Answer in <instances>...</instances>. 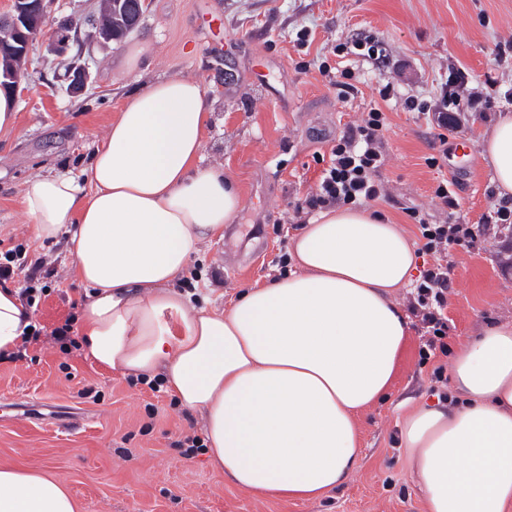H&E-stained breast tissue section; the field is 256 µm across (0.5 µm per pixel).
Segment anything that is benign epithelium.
<instances>
[{"label": "benign epithelium", "instance_id": "7a95c632", "mask_svg": "<svg viewBox=\"0 0 512 512\" xmlns=\"http://www.w3.org/2000/svg\"><path fill=\"white\" fill-rule=\"evenodd\" d=\"M125 3L126 25L134 26L140 20L147 0H116ZM45 0H11L10 13L0 18V80L19 89L25 78L24 63L28 60L31 36L26 29L32 22H42L45 17Z\"/></svg>", "mask_w": 512, "mask_h": 512}]
</instances>
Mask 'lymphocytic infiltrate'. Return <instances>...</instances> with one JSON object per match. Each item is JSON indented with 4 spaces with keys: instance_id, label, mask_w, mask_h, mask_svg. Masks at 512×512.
I'll return each mask as SVG.
<instances>
[{
    "instance_id": "obj_1",
    "label": "lymphocytic infiltrate",
    "mask_w": 512,
    "mask_h": 512,
    "mask_svg": "<svg viewBox=\"0 0 512 512\" xmlns=\"http://www.w3.org/2000/svg\"><path fill=\"white\" fill-rule=\"evenodd\" d=\"M466 85L464 74L459 73L449 79L447 90L435 104L411 96L406 98L404 105L408 110L429 116L437 128L435 141L444 145L449 133L457 130L461 114L473 111L480 103L479 97L466 93ZM386 120L385 112L373 108L360 121L346 125L331 149L316 191L296 203V212L309 214L340 204L357 206L385 198L386 193L377 176L385 164L382 130ZM434 194L448 210L447 223H431L426 214L415 207L407 211L422 240L421 254L432 259L431 264L421 271L408 304L410 313L418 319L426 335L419 349L420 361L424 364L436 353L448 351L445 310L451 267L440 262V255L458 247H472L485 235L488 225L512 223V198L501 199L482 216L480 223L469 224L461 216L459 201L449 184H439ZM18 275L23 276L25 282L19 291L22 303L38 308L42 297L48 293L49 280L56 276L55 268L41 254L32 255L18 247L0 251V283Z\"/></svg>"
}]
</instances>
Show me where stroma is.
I'll return each mask as SVG.
<instances>
[{
    "label": "stroma",
    "instance_id": "1",
    "mask_svg": "<svg viewBox=\"0 0 512 512\" xmlns=\"http://www.w3.org/2000/svg\"><path fill=\"white\" fill-rule=\"evenodd\" d=\"M101 0H48L44 31L33 44L26 78L14 93L16 135L0 139V241L43 254L58 282L42 299L35 321L65 318L85 289L69 271L64 241L38 243L22 204L37 178L80 172L125 98L148 81H198L212 103L203 165L220 166L236 186L241 209L221 239L205 241L190 263L200 271L198 304L221 311L236 294L280 276L290 255L297 199L315 189L347 123L368 112L378 88L396 100L383 132L380 172L388 201L375 202L410 237L418 232L407 208L435 224L448 210L434 191L451 181L461 214L479 221L497 197L479 141L496 116L512 113V0H148L138 26L120 41L102 42L88 27L80 44L60 55L51 37L70 18L98 10ZM377 43L381 63L346 53V42ZM151 46L135 72L123 52ZM87 65L90 79L68 91L66 62ZM476 92L494 82L490 109L466 113L448 138V159L430 166L435 130L403 109L408 96L435 102L456 69ZM352 70L357 94L342 96L338 71ZM512 230L492 226L480 250L454 251L448 295V352L484 327L512 323ZM410 334L387 396L359 417L362 455L357 470L315 500H283L241 490L207 453L185 456L180 440L204 433L201 413L153 395L147 385L94 364L83 351L61 352L47 336L20 361H0V466L36 468L63 480L78 512H425L399 443L398 426L411 411L437 406L431 365L419 362L423 330ZM90 396H83L84 388Z\"/></svg>",
    "mask_w": 512,
    "mask_h": 512
}]
</instances>
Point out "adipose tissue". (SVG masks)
<instances>
[{
  "label": "adipose tissue",
  "instance_id": "obj_1",
  "mask_svg": "<svg viewBox=\"0 0 512 512\" xmlns=\"http://www.w3.org/2000/svg\"><path fill=\"white\" fill-rule=\"evenodd\" d=\"M210 104L200 83L166 78L128 97L76 174L24 192L38 242L66 237L85 287L81 345L126 376L159 378L201 412L206 451L258 496L315 499L357 469V416L387 393L406 317L392 293L413 283L416 253L398 225L334 207L292 239L294 268L210 312L173 287L201 244L223 237L241 199L204 168ZM500 196H512V114L481 141ZM33 322L0 287V354ZM456 400L422 408L400 442L426 512H512V324L488 326L450 366ZM0 512H76L59 479L0 466Z\"/></svg>",
  "mask_w": 512,
  "mask_h": 512
}]
</instances>
